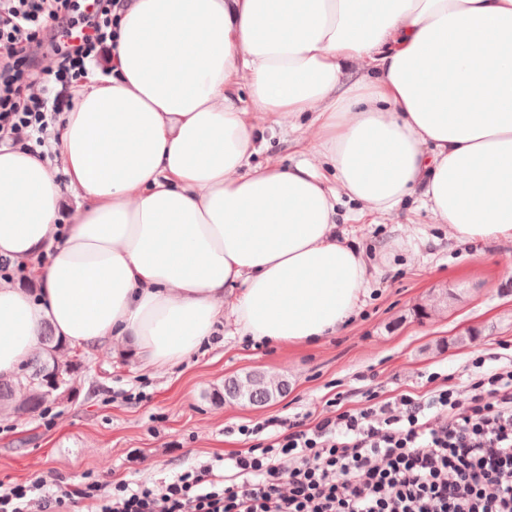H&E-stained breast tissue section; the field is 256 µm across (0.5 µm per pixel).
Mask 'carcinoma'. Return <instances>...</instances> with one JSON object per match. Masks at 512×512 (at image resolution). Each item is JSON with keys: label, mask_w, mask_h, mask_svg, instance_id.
Here are the masks:
<instances>
[{"label": "carcinoma", "mask_w": 512, "mask_h": 512, "mask_svg": "<svg viewBox=\"0 0 512 512\" xmlns=\"http://www.w3.org/2000/svg\"><path fill=\"white\" fill-rule=\"evenodd\" d=\"M63 350L61 341L45 333L41 351L27 364L24 373L11 380L0 379V411L30 414L69 398L80 363L76 359L60 362L59 354ZM285 391V384H272L257 375L243 380L230 379L224 384L225 394L251 403L268 401Z\"/></svg>", "instance_id": "obj_1"}]
</instances>
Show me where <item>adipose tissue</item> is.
<instances>
[{"label":"adipose tissue","mask_w":512,"mask_h":512,"mask_svg":"<svg viewBox=\"0 0 512 512\" xmlns=\"http://www.w3.org/2000/svg\"><path fill=\"white\" fill-rule=\"evenodd\" d=\"M111 66L74 89L60 168L0 148V256L50 252L37 294L0 284L2 378L47 324L147 369L228 313L263 345L336 334L368 291L342 195L384 214L418 194L455 239L512 238V0H130ZM243 71L273 121L315 112L320 166H251Z\"/></svg>","instance_id":"obj_1"}]
</instances>
